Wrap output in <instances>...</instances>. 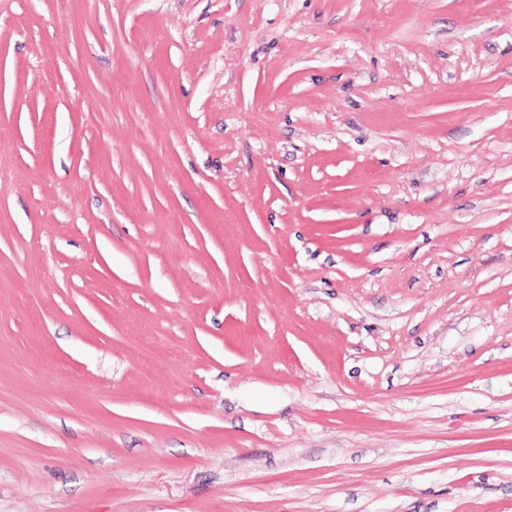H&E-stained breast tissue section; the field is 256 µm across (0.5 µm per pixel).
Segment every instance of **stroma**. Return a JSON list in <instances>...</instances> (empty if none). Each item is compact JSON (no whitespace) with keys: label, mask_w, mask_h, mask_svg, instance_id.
Returning a JSON list of instances; mask_svg holds the SVG:
<instances>
[{"label":"stroma","mask_w":512,"mask_h":512,"mask_svg":"<svg viewBox=\"0 0 512 512\" xmlns=\"http://www.w3.org/2000/svg\"><path fill=\"white\" fill-rule=\"evenodd\" d=\"M0 512H512V0H0Z\"/></svg>","instance_id":"35a3bbf8"}]
</instances>
